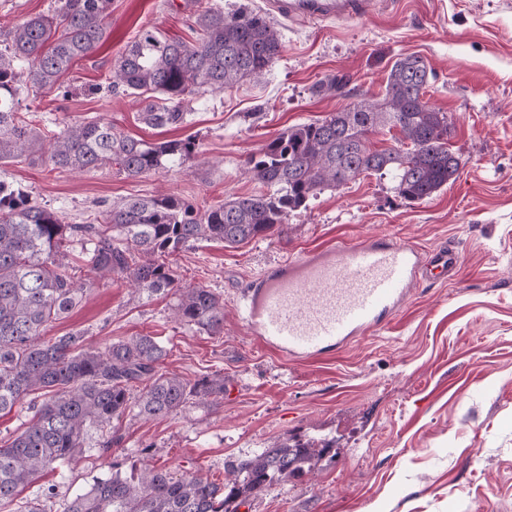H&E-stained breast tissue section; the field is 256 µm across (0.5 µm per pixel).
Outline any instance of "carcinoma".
Returning a JSON list of instances; mask_svg holds the SVG:
<instances>
[{
    "mask_svg": "<svg viewBox=\"0 0 512 512\" xmlns=\"http://www.w3.org/2000/svg\"><path fill=\"white\" fill-rule=\"evenodd\" d=\"M112 0H54L0 33V162L39 160L70 170L116 167L128 177L184 168L199 151L191 139L148 142L117 132L110 122L78 121L47 136L18 116L22 91L53 89L105 37ZM194 44L144 28L112 66L107 88L141 100L150 127L187 122V106L243 80L261 79L279 59L278 30L243 4L232 12L214 3L193 15ZM432 71L424 57L394 62L381 99L363 100L323 119L295 124L244 161L267 191L198 207L171 194L114 201L99 224H66L24 190L0 181V413L29 400L26 427L0 445V503L12 502L42 472L86 448L91 433L106 455L123 447L117 423L125 417L166 419L196 405L224 400V376L194 380L163 367L156 336H130L95 347L85 333L46 337L52 323L81 301L96 280L114 277L149 295L174 298L173 319L210 336L224 329V301L204 285L183 286L162 256L196 244L226 247L266 238L288 214L327 189L363 173L387 176L401 198L419 202L456 180L459 160L449 150L448 115L425 101ZM398 133L395 145L370 148L379 129ZM86 250L85 277L69 272V248ZM330 450L282 438L224 466L217 483L194 472L176 475L149 464L96 477L66 501L62 512H238L251 496L313 469ZM55 488L27 502L25 512H53Z\"/></svg>",
    "mask_w": 512,
    "mask_h": 512,
    "instance_id": "cac0c4a2",
    "label": "carcinoma"
}]
</instances>
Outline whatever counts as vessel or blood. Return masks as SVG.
Returning <instances> with one entry per match:
<instances>
[{"label": "vessel or blood", "mask_w": 512, "mask_h": 512, "mask_svg": "<svg viewBox=\"0 0 512 512\" xmlns=\"http://www.w3.org/2000/svg\"><path fill=\"white\" fill-rule=\"evenodd\" d=\"M372 0H274L286 18L335 21L367 17ZM450 246L430 251L376 236L328 245L268 267L241 298L240 311L265 347L289 360L340 349L387 316L420 279L442 280L459 264Z\"/></svg>", "instance_id": "obj_1"}]
</instances>
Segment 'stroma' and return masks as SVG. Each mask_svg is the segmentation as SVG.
<instances>
[{
  "instance_id": "stroma-1",
  "label": "stroma",
  "mask_w": 512,
  "mask_h": 512,
  "mask_svg": "<svg viewBox=\"0 0 512 512\" xmlns=\"http://www.w3.org/2000/svg\"><path fill=\"white\" fill-rule=\"evenodd\" d=\"M243 1L279 31L281 57L261 80L191 103L185 125L147 127L138 98L89 88L105 83L142 28L195 41L199 0H112L105 42L62 76V90L21 96L22 118L41 131L98 120L151 142L190 137L208 165L129 177L19 160L0 164V180L69 224L98 223L112 202L157 192L209 205L259 194L262 185L242 172L248 155L294 124L381 97L392 64L414 53L434 72L426 99L448 115L458 177L409 202L390 179L363 174L292 211L270 237L231 248L203 242L169 256L180 283L223 297L217 336L176 323L164 295L133 292L116 278L90 288L48 336L80 330L97 346L159 337L167 370L223 374L224 401L168 419L125 418L117 457L90 446L49 469L24 499L48 485L58 499L72 498L115 461L125 471L190 468L220 482L227 462L298 437L332 450L239 512H512V0H374L368 17L333 22L287 20L267 0H221L228 10ZM336 75L349 77L348 93H315ZM378 235L425 250L453 244L458 271L415 282L382 329L341 350L291 363L255 340L236 302L267 267Z\"/></svg>"
}]
</instances>
